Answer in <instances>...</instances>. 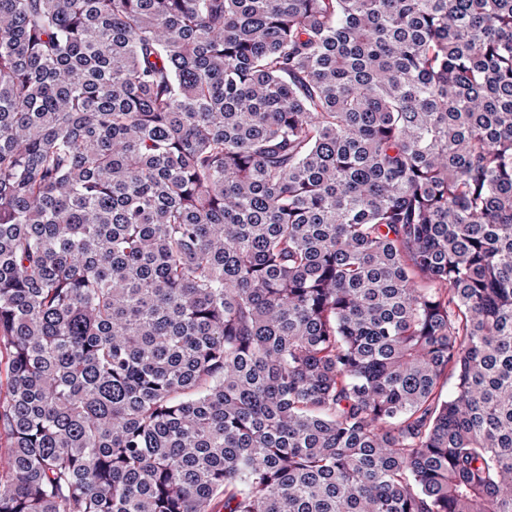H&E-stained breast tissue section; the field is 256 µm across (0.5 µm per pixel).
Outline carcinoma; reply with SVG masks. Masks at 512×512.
Listing matches in <instances>:
<instances>
[{
	"label": "carcinoma",
	"mask_w": 512,
	"mask_h": 512,
	"mask_svg": "<svg viewBox=\"0 0 512 512\" xmlns=\"http://www.w3.org/2000/svg\"><path fill=\"white\" fill-rule=\"evenodd\" d=\"M1 438L0 512H512V0H0Z\"/></svg>",
	"instance_id": "carcinoma-1"
}]
</instances>
